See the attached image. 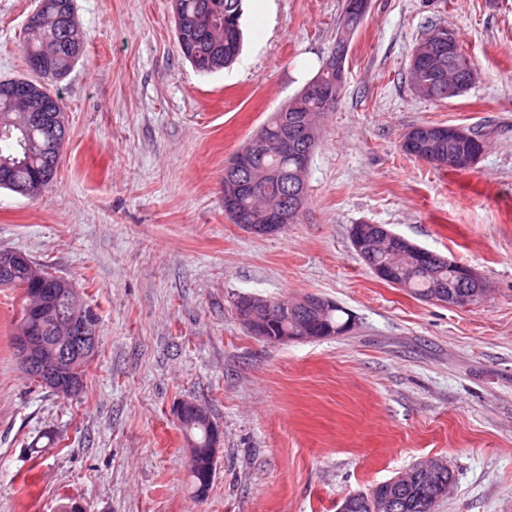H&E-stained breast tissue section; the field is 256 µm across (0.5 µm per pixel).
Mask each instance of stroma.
<instances>
[{
    "label": "stroma",
    "instance_id": "stroma-1",
    "mask_svg": "<svg viewBox=\"0 0 512 512\" xmlns=\"http://www.w3.org/2000/svg\"><path fill=\"white\" fill-rule=\"evenodd\" d=\"M344 0H242L243 47L204 74L181 53L171 0H74L86 55L54 84L67 134L53 185L0 189V251L69 280L99 317L82 391L53 395L12 345L23 297L0 288V512H336L346 495L447 461L436 512H512V0H371L347 81L321 121L301 220L258 236L224 213V164L336 45ZM39 0H0V79L31 77ZM455 31L480 74L416 97L407 62ZM422 123L479 128L461 172L407 157ZM470 266L483 302L416 299L354 250L359 222ZM314 295L352 316L339 336L251 335L239 296ZM223 431L205 497L191 488L174 404ZM58 444L29 445L45 431Z\"/></svg>",
    "mask_w": 512,
    "mask_h": 512
}]
</instances>
